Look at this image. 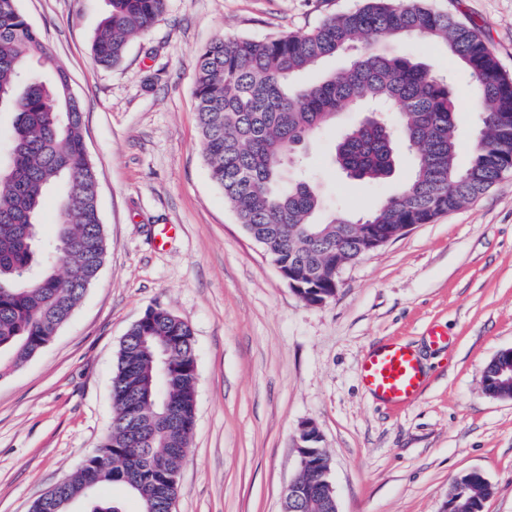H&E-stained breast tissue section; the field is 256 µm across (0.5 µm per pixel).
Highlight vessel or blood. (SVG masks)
Wrapping results in <instances>:
<instances>
[{
	"instance_id": "1",
	"label": "vessel or blood",
	"mask_w": 512,
	"mask_h": 512,
	"mask_svg": "<svg viewBox=\"0 0 512 512\" xmlns=\"http://www.w3.org/2000/svg\"><path fill=\"white\" fill-rule=\"evenodd\" d=\"M366 387L385 404L410 403L424 387V374L415 352L399 342L371 351L361 366Z\"/></svg>"
}]
</instances>
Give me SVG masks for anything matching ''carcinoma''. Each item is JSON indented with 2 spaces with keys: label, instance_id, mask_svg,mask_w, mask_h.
I'll return each instance as SVG.
<instances>
[{
  "label": "carcinoma",
  "instance_id": "cac0c4a2",
  "mask_svg": "<svg viewBox=\"0 0 512 512\" xmlns=\"http://www.w3.org/2000/svg\"><path fill=\"white\" fill-rule=\"evenodd\" d=\"M93 42L95 60L115 65L130 39L165 12L167 0H110ZM404 36L444 44L472 80L478 142L469 164L456 162L458 105L448 80L396 50ZM352 53L348 65L315 84L298 77L328 57ZM68 78L16 0H0V110L14 112L13 132L0 148V377L29 360L65 324L98 276L105 241L97 178L86 156L83 112L67 96ZM201 146L212 182L249 237L290 276L320 270L305 299L336 294V252L357 256L352 224L380 231L429 224L483 195L512 168V77L467 24L425 0H365L304 34L217 40L197 57L195 77ZM383 116L362 120L338 140L332 162L346 178L382 183L399 159L409 167L400 189L373 211L317 219L323 201L305 176L308 139L336 116L362 104ZM51 191L60 194L56 236L39 237V215ZM166 359L175 376L159 374ZM191 327L167 308L148 309L126 332L112 380V423L102 448L71 478L39 497L32 512H121L98 491L119 485L138 497L142 512H167L177 485L157 467L178 468L189 447L196 410ZM487 393L512 395L493 381ZM179 424L163 418L165 401ZM324 450L310 459L304 482L322 501ZM465 512H482L491 486L463 475Z\"/></svg>",
  "mask_w": 512,
  "mask_h": 512
}]
</instances>
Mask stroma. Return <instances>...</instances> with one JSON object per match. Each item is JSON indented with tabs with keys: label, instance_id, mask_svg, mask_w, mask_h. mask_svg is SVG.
Wrapping results in <instances>:
<instances>
[{
	"label": "stroma",
	"instance_id": "stroma-1",
	"mask_svg": "<svg viewBox=\"0 0 512 512\" xmlns=\"http://www.w3.org/2000/svg\"><path fill=\"white\" fill-rule=\"evenodd\" d=\"M17 3L81 102L106 254L69 321L0 378V512H29L101 447L122 339L155 305L195 338L196 425L174 512H281L306 421L330 458L338 512H442L472 471L492 489L483 512H512V399L482 385L486 365L512 348V173L346 265L335 297L313 305L237 223L204 159L199 51L224 37L307 33L364 0H168L110 67L92 58L109 0ZM431 3L473 27L512 76V0ZM397 48L452 75L466 165L478 140L471 80L443 45L407 38ZM358 118L343 114L306 147L329 212L372 209L402 181L352 182L333 167L342 126ZM435 328L447 345L430 343ZM394 341L426 376L399 408L360 376L367 353Z\"/></svg>",
	"mask_w": 512,
	"mask_h": 512
}]
</instances>
